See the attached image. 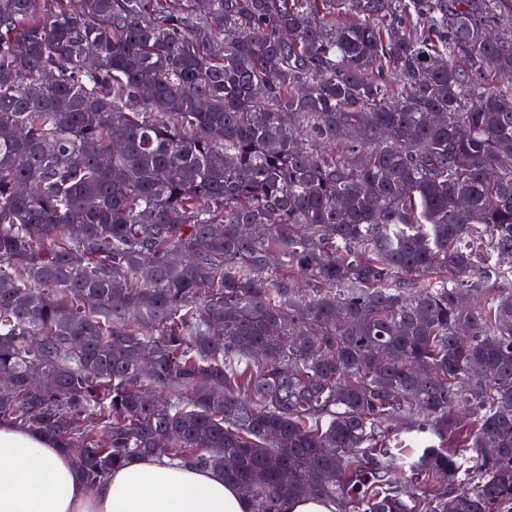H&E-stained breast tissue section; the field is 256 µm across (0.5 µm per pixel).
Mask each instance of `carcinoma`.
Returning <instances> with one entry per match:
<instances>
[{
    "mask_svg": "<svg viewBox=\"0 0 512 512\" xmlns=\"http://www.w3.org/2000/svg\"><path fill=\"white\" fill-rule=\"evenodd\" d=\"M511 25L0 0V424L250 512H512ZM280 512H335L336 505L314 497L290 498L280 503Z\"/></svg>",
    "mask_w": 512,
    "mask_h": 512,
    "instance_id": "cac0c4a2",
    "label": "carcinoma"
}]
</instances>
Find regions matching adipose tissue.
Masks as SVG:
<instances>
[{
	"instance_id": "adipose-tissue-1",
	"label": "adipose tissue",
	"mask_w": 512,
	"mask_h": 512,
	"mask_svg": "<svg viewBox=\"0 0 512 512\" xmlns=\"http://www.w3.org/2000/svg\"><path fill=\"white\" fill-rule=\"evenodd\" d=\"M223 473L145 458L96 486L80 478L70 452L45 436L0 425V512H249Z\"/></svg>"
}]
</instances>
